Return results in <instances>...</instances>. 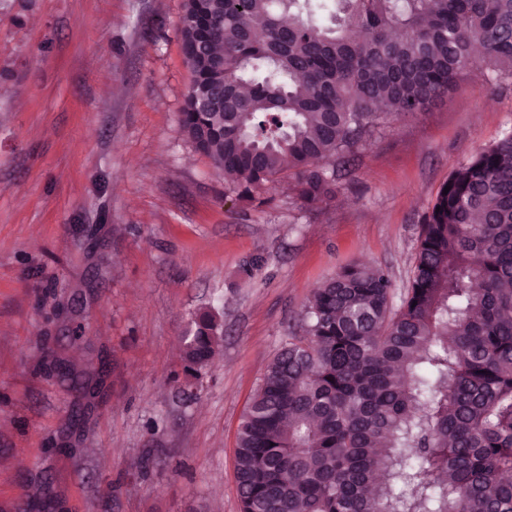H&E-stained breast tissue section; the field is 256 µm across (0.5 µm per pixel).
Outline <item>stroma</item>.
<instances>
[{"mask_svg": "<svg viewBox=\"0 0 512 512\" xmlns=\"http://www.w3.org/2000/svg\"><path fill=\"white\" fill-rule=\"evenodd\" d=\"M183 4L0 0V512H240L238 425L312 289L364 261L404 291L441 186L512 130V80L474 66L388 117L332 200L283 176L243 206L179 130ZM211 304L221 348L182 404ZM46 346L74 380L39 370ZM220 312L206 307L195 312L190 327L182 337L181 373L171 375L170 380L177 393L190 390L208 376L212 359L219 346Z\"/></svg>", "mask_w": 512, "mask_h": 512, "instance_id": "stroma-1", "label": "stroma"}]
</instances>
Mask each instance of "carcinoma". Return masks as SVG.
Masks as SVG:
<instances>
[{
	"mask_svg": "<svg viewBox=\"0 0 512 512\" xmlns=\"http://www.w3.org/2000/svg\"><path fill=\"white\" fill-rule=\"evenodd\" d=\"M178 33L180 131L246 205L289 174L314 208L384 114L470 65L512 79V0H185ZM446 184L399 308L362 262L312 291L237 430L241 512H512V132ZM219 328L192 315L176 392L204 382ZM42 366L70 372L50 348Z\"/></svg>",
	"mask_w": 512,
	"mask_h": 512,
	"instance_id": "1",
	"label": "carcinoma"
}]
</instances>
